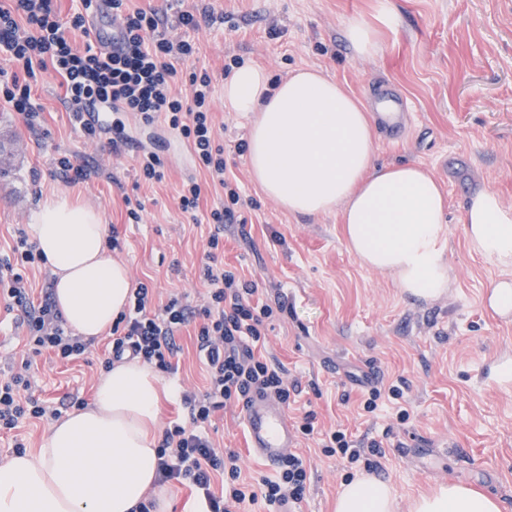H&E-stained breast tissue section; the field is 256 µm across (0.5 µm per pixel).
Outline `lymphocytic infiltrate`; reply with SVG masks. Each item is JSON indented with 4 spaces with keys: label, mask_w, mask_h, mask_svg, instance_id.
Returning <instances> with one entry per match:
<instances>
[{
    "label": "lymphocytic infiltrate",
    "mask_w": 512,
    "mask_h": 512,
    "mask_svg": "<svg viewBox=\"0 0 512 512\" xmlns=\"http://www.w3.org/2000/svg\"><path fill=\"white\" fill-rule=\"evenodd\" d=\"M112 15L121 25V36L112 51L93 45L77 49L72 33L89 35L95 0H80L78 10L60 18L54 0H12L0 6V49L18 66L0 73V99L10 103L28 126L39 117L32 87L47 74L59 77L62 101L81 124L86 136L99 138L92 120L95 112L112 115L113 152L126 143L129 116L146 125L161 123L177 131L188 143L197 166L219 186L224 199L211 212L213 228L206 242L201 278L209 301L195 308L184 296H171L160 312H152L153 290L139 284L133 290L130 309L112 327V340L102 366L111 369L123 358H141L163 372L173 369L179 352L177 338L188 325L196 327V350L208 368L204 392L183 394L188 423L167 427L158 445L159 483H189L203 512H232L246 502H264L267 512H283L286 505L303 501L309 473L303 460L287 454L275 477L253 485L241 478L239 456L215 448L205 434L214 413L228 404H245L248 396L261 393L280 404H290L297 385L287 383L280 367L257 356L264 323L274 310L256 300L253 282L242 281L218 262L224 248V227L237 221L240 194L226 178L224 151L214 144L212 81L207 72H191L186 93L175 85L181 76L177 62L194 57L190 41L177 38L156 10L131 9L128 0H111ZM40 252L26 235H18L10 255L0 258V296L20 306L21 327L34 353L50 352L61 361L85 354L88 344L66 327L54 301L33 303L24 270L34 267ZM61 409L51 408L36 397L23 373L0 377V431L19 429L28 420L59 419ZM221 490H214V481Z\"/></svg>",
    "instance_id": "f902f5d3"
}]
</instances>
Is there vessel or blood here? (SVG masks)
I'll list each match as a JSON object with an SVG mask.
<instances>
[{"mask_svg": "<svg viewBox=\"0 0 512 512\" xmlns=\"http://www.w3.org/2000/svg\"><path fill=\"white\" fill-rule=\"evenodd\" d=\"M96 44L111 50L119 24L112 16L108 0H98L93 21ZM248 442L252 452L268 467L279 465L295 442V434L285 409L274 399L256 396L244 411Z\"/></svg>", "mask_w": 512, "mask_h": 512, "instance_id": "obj_1", "label": "vessel or blood"}]
</instances>
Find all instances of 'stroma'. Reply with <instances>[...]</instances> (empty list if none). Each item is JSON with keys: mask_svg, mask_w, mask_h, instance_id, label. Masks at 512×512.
Wrapping results in <instances>:
<instances>
[{"mask_svg": "<svg viewBox=\"0 0 512 512\" xmlns=\"http://www.w3.org/2000/svg\"><path fill=\"white\" fill-rule=\"evenodd\" d=\"M384 0H131L154 8L175 24L179 11L211 9L218 22L177 26L198 53L178 63L182 72L207 70L212 78L214 124L227 169L240 188L242 223L224 227V267L253 281L261 300L283 304L265 325L260 354L283 366L298 383L297 404L286 412L293 427L313 414L315 435H297L293 450L310 472L297 512H335L341 484L365 474L364 462L325 456L320 433L343 427L356 438L381 442L385 455L375 478L389 483L397 512L441 486L459 484L496 498L512 512V382L497 367L512 362V322L486 303L494 281L512 280L471 252L464 209L473 190L486 188L512 207V0H385L393 24H381ZM360 18L377 26L381 51L358 57L345 26ZM259 64L277 80L298 68L320 70L362 101L394 88L410 105L409 129L396 141L377 138L381 164L415 163L428 169L448 198L446 226L450 288L436 299L402 291L390 274L361 265L348 250L339 212L317 218L289 214L251 177L246 154L250 120L224 109V63L230 57ZM39 112L28 127L0 101V255L10 253L32 212L63 192L97 207L116 226L114 258L133 283L152 284L158 302L181 291L192 304L207 301L199 266L218 201L205 190L195 215L178 207L183 180L199 170L188 144L160 125L130 120L136 138L113 153L108 138L87 140L48 77L33 93ZM164 143L162 181H141L138 147ZM88 170L87 180L67 185L54 178L60 157ZM145 202L140 223L129 222L125 197ZM18 310L0 300V370L29 363L36 396L51 406L63 397L92 401L103 375L110 334L73 362L33 354L18 327ZM174 369L163 381L201 390L206 372L196 355L195 331L186 328ZM384 394L371 413L363 401L372 386ZM403 396L392 399L390 386ZM407 409L408 419L398 417ZM216 447L241 456L251 483L274 477L247 445L243 410L226 406L209 428Z\"/></svg>", "mask_w": 512, "mask_h": 512, "instance_id": "35a3bbf8", "label": "stroma"}]
</instances>
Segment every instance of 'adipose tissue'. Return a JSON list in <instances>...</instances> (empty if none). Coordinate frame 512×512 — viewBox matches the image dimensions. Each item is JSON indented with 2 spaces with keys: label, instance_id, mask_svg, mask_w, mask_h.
<instances>
[{
  "label": "adipose tissue",
  "instance_id": "1",
  "mask_svg": "<svg viewBox=\"0 0 512 512\" xmlns=\"http://www.w3.org/2000/svg\"><path fill=\"white\" fill-rule=\"evenodd\" d=\"M224 109L253 115L250 172L289 213L340 210L347 246L365 266L391 274L411 296L433 299L450 286L448 211L435 178L418 165L381 166L367 105L338 82L299 69L274 82L244 64L224 82ZM470 248L512 270V208L475 189L464 215ZM31 240L55 277L54 298L83 339L110 328L132 297L124 264L107 253L99 212L57 193L31 216ZM138 359L115 362L91 407L56 421L36 451L0 461V512H141L167 503L158 490L160 396L176 397ZM391 487L375 478L342 484L336 512H395ZM412 512H501L497 499L461 485L417 499Z\"/></svg>",
  "mask_w": 512,
  "mask_h": 512
}]
</instances>
